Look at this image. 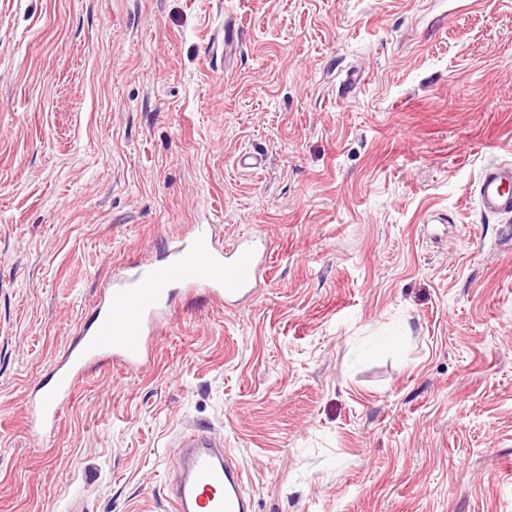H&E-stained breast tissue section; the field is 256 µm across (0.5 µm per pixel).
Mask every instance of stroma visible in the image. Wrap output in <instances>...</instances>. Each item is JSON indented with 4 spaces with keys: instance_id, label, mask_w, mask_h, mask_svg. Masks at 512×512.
I'll list each match as a JSON object with an SVG mask.
<instances>
[{
    "instance_id": "stroma-1",
    "label": "stroma",
    "mask_w": 512,
    "mask_h": 512,
    "mask_svg": "<svg viewBox=\"0 0 512 512\" xmlns=\"http://www.w3.org/2000/svg\"><path fill=\"white\" fill-rule=\"evenodd\" d=\"M500 162L512 0H0V512H172L194 426L253 512H512ZM194 224L267 241L256 295L177 291L145 365L29 429L114 274ZM481 210L486 215H512V165H488L478 184Z\"/></svg>"
}]
</instances>
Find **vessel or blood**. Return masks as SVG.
Returning <instances> with one entry per match:
<instances>
[{
  "label": "vessel or blood",
  "instance_id": "obj_1",
  "mask_svg": "<svg viewBox=\"0 0 512 512\" xmlns=\"http://www.w3.org/2000/svg\"><path fill=\"white\" fill-rule=\"evenodd\" d=\"M481 210L488 215H512V165L486 166L478 184ZM165 261H140L112 279L84 326L52 371V383L30 409V423L41 431L60 419L63 403L87 367L109 357L126 366L141 364L147 337L166 312L174 284L203 286L227 299L253 293L267 244L243 237L229 245L216 240L211 224L195 225L190 235L166 244ZM179 476L171 492L174 512H250L243 493L244 471L224 443L204 429L184 435Z\"/></svg>",
  "mask_w": 512,
  "mask_h": 512
}]
</instances>
